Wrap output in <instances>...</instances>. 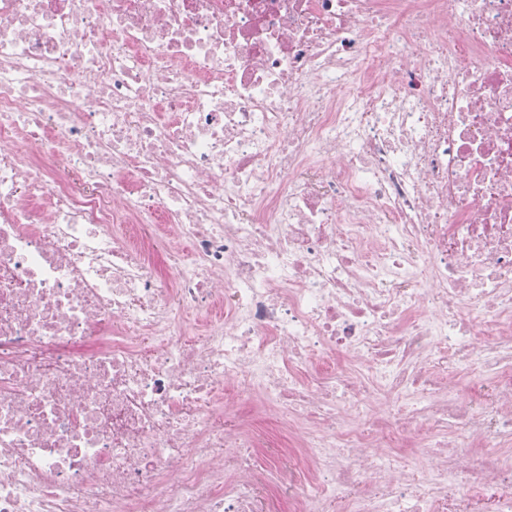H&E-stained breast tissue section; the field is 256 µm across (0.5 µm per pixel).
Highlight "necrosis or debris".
<instances>
[{
    "label": "necrosis or debris",
    "mask_w": 512,
    "mask_h": 512,
    "mask_svg": "<svg viewBox=\"0 0 512 512\" xmlns=\"http://www.w3.org/2000/svg\"><path fill=\"white\" fill-rule=\"evenodd\" d=\"M511 445L512 0H0V512H512Z\"/></svg>",
    "instance_id": "necrosis-or-debris-1"
}]
</instances>
